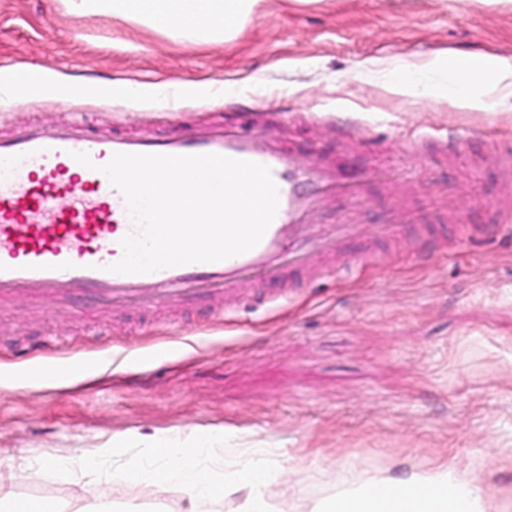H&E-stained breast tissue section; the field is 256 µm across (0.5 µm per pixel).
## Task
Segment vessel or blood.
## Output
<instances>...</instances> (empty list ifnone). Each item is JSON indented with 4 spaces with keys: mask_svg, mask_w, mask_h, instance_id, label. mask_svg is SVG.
<instances>
[{
    "mask_svg": "<svg viewBox=\"0 0 512 512\" xmlns=\"http://www.w3.org/2000/svg\"><path fill=\"white\" fill-rule=\"evenodd\" d=\"M400 150L416 158L449 157L462 152L463 144L452 129L410 132ZM78 152L89 154L91 166L75 160ZM117 153H213L267 166L278 187L276 215L260 243L246 253L144 274L112 272L124 255L121 236L141 233L123 194L99 170ZM369 183L395 202L383 223L338 224L324 234L316 215L338 196L352 207L364 206ZM418 190L384 166L360 167L328 151L284 147L258 112L236 113L201 134H128L81 119L51 128L27 126L0 136V301L42 292L119 311L209 296L217 300L214 315L220 319L227 315L224 301L249 295L264 283L291 274L347 277L358 264L374 261L372 252L349 254L343 247L357 238L384 242L397 225L415 223L405 201Z\"/></svg>",
    "mask_w": 512,
    "mask_h": 512,
    "instance_id": "b4317fda",
    "label": "vessel or blood"
}]
</instances>
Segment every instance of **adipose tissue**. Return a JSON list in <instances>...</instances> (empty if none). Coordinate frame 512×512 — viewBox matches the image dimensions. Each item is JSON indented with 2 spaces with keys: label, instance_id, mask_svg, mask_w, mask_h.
I'll return each instance as SVG.
<instances>
[{
  "label": "adipose tissue",
  "instance_id": "obj_1",
  "mask_svg": "<svg viewBox=\"0 0 512 512\" xmlns=\"http://www.w3.org/2000/svg\"><path fill=\"white\" fill-rule=\"evenodd\" d=\"M261 0H73L77 11L115 15L176 36L224 40L257 11ZM448 93L462 106L482 107L512 87V60L469 56L448 62ZM116 434L96 451L53 458V467L99 481L110 457L126 458L131 494L142 497L177 488L180 512H492V494L477 469L437 462L424 470L345 471L321 496L310 499L286 487L277 452L228 430H194L189 437L160 435L148 449Z\"/></svg>",
  "mask_w": 512,
  "mask_h": 512
}]
</instances>
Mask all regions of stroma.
<instances>
[{"instance_id":"stroma-1","label":"stroma","mask_w":512,"mask_h":512,"mask_svg":"<svg viewBox=\"0 0 512 512\" xmlns=\"http://www.w3.org/2000/svg\"><path fill=\"white\" fill-rule=\"evenodd\" d=\"M467 54L512 59V0H263L220 42L81 14L68 0H0V74L27 65L117 88L107 109L96 97H0L1 135L83 114L130 132L180 113L200 127L231 107L263 110L286 144L332 150L316 116L341 109L358 120L359 139L381 145L382 164L425 183L410 205L439 236L422 256L414 228L400 225L351 278L314 279L259 307L239 303L223 321L205 302L150 314L48 297L0 304V373L95 363L76 382L0 383V485L90 508L106 497L116 512H176L178 491L136 500L121 478L89 484L49 461L116 433L146 444L227 427L277 448L309 496L350 466L400 472L445 458L480 465L494 512H512V237L490 231L489 215L474 207L502 190L485 150L512 142V109L468 108L448 95L443 64ZM406 68L416 86L392 89ZM126 84L169 92L134 100L120 93ZM447 127L482 136L446 164L397 148L403 134ZM390 206L376 191L356 211L337 201L319 221L376 224ZM447 210L465 232L444 222ZM30 464L38 477L13 480Z\"/></svg>"}]
</instances>
